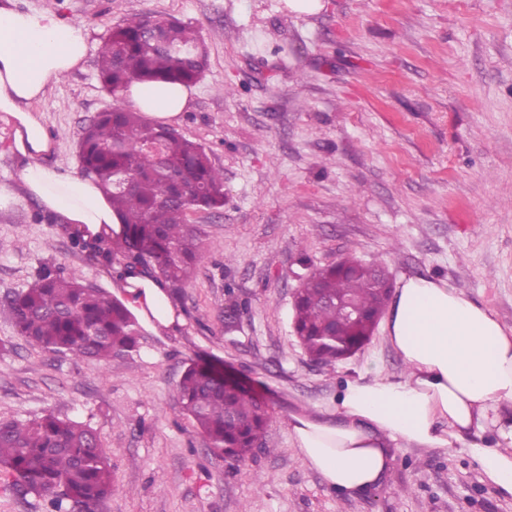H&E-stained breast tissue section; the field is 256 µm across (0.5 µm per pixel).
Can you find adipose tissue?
I'll return each mask as SVG.
<instances>
[{"label":"adipose tissue","instance_id":"1","mask_svg":"<svg viewBox=\"0 0 512 512\" xmlns=\"http://www.w3.org/2000/svg\"><path fill=\"white\" fill-rule=\"evenodd\" d=\"M82 27L55 11H22L0 0V112L14 121L20 191L0 187V210L26 197L56 224L98 234L120 225L94 180L47 165L53 150L37 103L48 85L80 66ZM135 107L165 122L189 103L186 87L133 83ZM126 303L162 326L174 322L150 270L126 273ZM385 340L404 366L395 378L366 361L336 396L335 410L290 413L288 431L307 464L337 495L355 498L387 481L402 448H461L499 495L512 498V332L447 282L410 277L396 288Z\"/></svg>","mask_w":512,"mask_h":512}]
</instances>
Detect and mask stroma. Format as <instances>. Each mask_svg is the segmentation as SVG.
Here are the masks:
<instances>
[{
  "label": "stroma",
  "mask_w": 512,
  "mask_h": 512,
  "mask_svg": "<svg viewBox=\"0 0 512 512\" xmlns=\"http://www.w3.org/2000/svg\"><path fill=\"white\" fill-rule=\"evenodd\" d=\"M321 3L15 0L84 27L82 67L38 105L65 174H81V130L114 103L98 49L115 24L175 17L209 54L172 127L223 169L224 206L189 216L205 257L165 288L172 327L142 321L137 349L106 362L34 350L6 298L51 266L122 299L125 259L76 251L32 200L0 210V419L94 429L114 486L99 512H512L461 449L400 451L387 483L342 498L289 435V413L331 405L366 360L403 371L379 328L334 373L309 362L292 301L313 268L354 258L397 283L444 280L512 330V0ZM192 360L265 396L266 451L208 453L178 400Z\"/></svg>",
  "instance_id": "stroma-1"
}]
</instances>
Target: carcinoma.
Instances as JSON below:
<instances>
[{"instance_id":"carcinoma-1","label":"carcinoma","mask_w":512,"mask_h":512,"mask_svg":"<svg viewBox=\"0 0 512 512\" xmlns=\"http://www.w3.org/2000/svg\"><path fill=\"white\" fill-rule=\"evenodd\" d=\"M100 78L114 98L133 82L190 86L207 66L205 48L193 27L176 19L129 16L103 40ZM162 142L164 158L147 150ZM78 153L85 175L95 178L122 219V232L104 252L106 231L86 238L71 230L73 246L112 258L124 252L126 266L149 267L165 282L185 283L203 259L199 232L188 220L194 209L224 206V171L205 149L175 130L121 103L84 128ZM385 267L357 261L336 272L313 269L294 301V330L309 359L323 369L361 349L373 319L387 298L375 286ZM336 297L363 311L351 322ZM13 325L32 348L54 355L97 360L121 357L138 344L140 326L123 301L84 283L80 272L45 268L8 299ZM182 411L207 441L215 457L244 461L263 439L269 415L248 389L224 384L215 367L190 361L178 385ZM0 470L14 484L45 501V512L97 507L112 496L111 465L97 433L87 425L45 414L23 423L0 420Z\"/></svg>"}]
</instances>
